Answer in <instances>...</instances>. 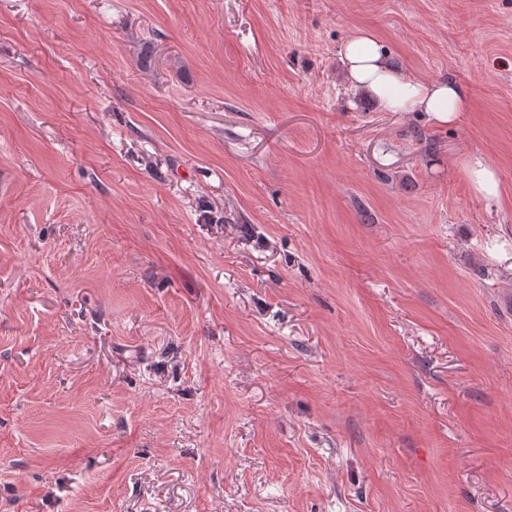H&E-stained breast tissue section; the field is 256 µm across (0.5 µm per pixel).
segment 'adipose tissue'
I'll return each instance as SVG.
<instances>
[{"label": "adipose tissue", "instance_id": "ef3b65f1", "mask_svg": "<svg viewBox=\"0 0 512 512\" xmlns=\"http://www.w3.org/2000/svg\"><path fill=\"white\" fill-rule=\"evenodd\" d=\"M346 78L358 91L372 95L388 112H423L439 124L460 119L468 99L463 89L451 82H430L395 66L380 43L359 33L340 49Z\"/></svg>", "mask_w": 512, "mask_h": 512}]
</instances>
